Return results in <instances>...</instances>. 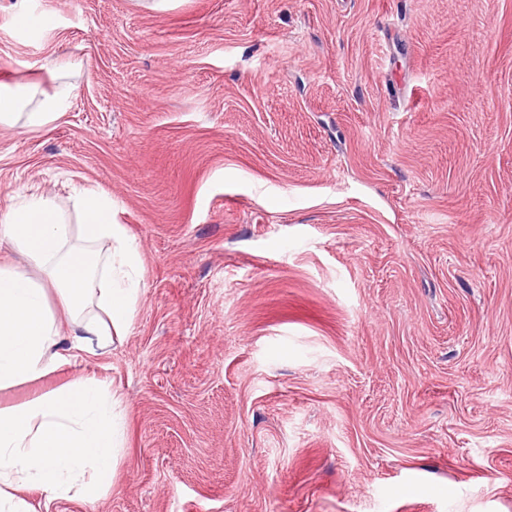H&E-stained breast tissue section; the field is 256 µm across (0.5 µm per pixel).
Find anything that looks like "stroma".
I'll use <instances>...</instances> for the list:
<instances>
[{
  "instance_id": "stroma-1",
  "label": "stroma",
  "mask_w": 512,
  "mask_h": 512,
  "mask_svg": "<svg viewBox=\"0 0 512 512\" xmlns=\"http://www.w3.org/2000/svg\"><path fill=\"white\" fill-rule=\"evenodd\" d=\"M0 84L71 90L0 212L96 187L141 259L123 339L0 390L126 422L31 512H512V0H0Z\"/></svg>"
}]
</instances>
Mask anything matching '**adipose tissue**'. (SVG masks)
<instances>
[{"label": "adipose tissue", "instance_id": "adipose-tissue-1", "mask_svg": "<svg viewBox=\"0 0 512 512\" xmlns=\"http://www.w3.org/2000/svg\"><path fill=\"white\" fill-rule=\"evenodd\" d=\"M69 94L45 96L24 111L21 92L0 88V126L38 132L58 120ZM79 226L56 198L18 192L0 213L9 239L39 271L0 266V389L56 372L67 359L57 347L107 349L126 336L141 297L140 255L104 192H79ZM57 295L70 321L62 333L48 306ZM118 399L101 381L82 376L65 388L0 409V512H28L24 492L48 500L92 502L110 486L126 435Z\"/></svg>", "mask_w": 512, "mask_h": 512}]
</instances>
